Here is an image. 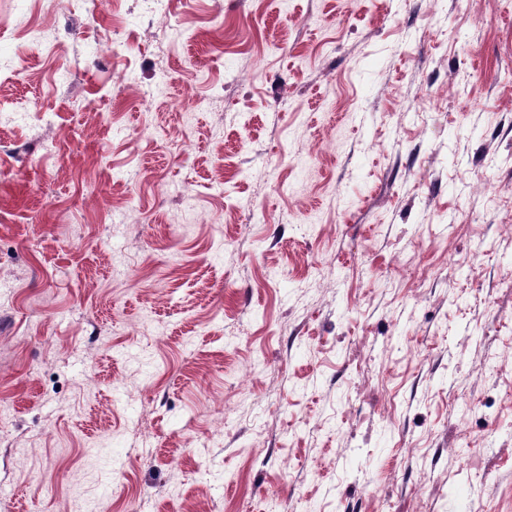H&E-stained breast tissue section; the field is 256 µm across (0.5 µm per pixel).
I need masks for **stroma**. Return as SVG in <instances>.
Instances as JSON below:
<instances>
[{
	"label": "stroma",
	"mask_w": 512,
	"mask_h": 512,
	"mask_svg": "<svg viewBox=\"0 0 512 512\" xmlns=\"http://www.w3.org/2000/svg\"><path fill=\"white\" fill-rule=\"evenodd\" d=\"M0 512H512V7L0 0Z\"/></svg>",
	"instance_id": "35a3bbf8"
}]
</instances>
